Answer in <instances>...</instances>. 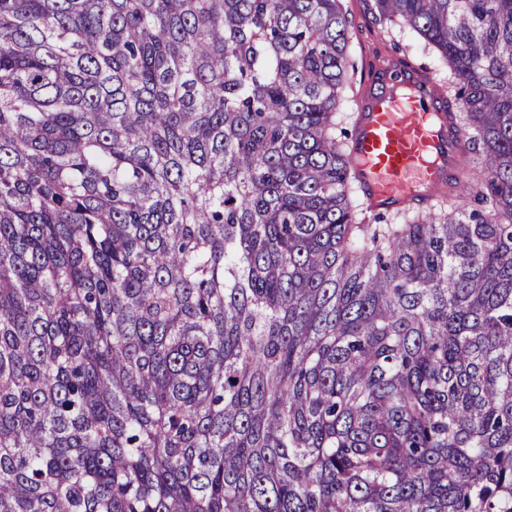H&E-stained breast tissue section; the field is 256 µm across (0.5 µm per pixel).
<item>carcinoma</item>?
Wrapping results in <instances>:
<instances>
[{"label": "carcinoma", "instance_id": "1", "mask_svg": "<svg viewBox=\"0 0 512 512\" xmlns=\"http://www.w3.org/2000/svg\"><path fill=\"white\" fill-rule=\"evenodd\" d=\"M372 10L437 216L359 218L340 0H0V512H512V0Z\"/></svg>", "mask_w": 512, "mask_h": 512}]
</instances>
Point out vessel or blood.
<instances>
[{
	"label": "vessel or blood",
	"instance_id": "1",
	"mask_svg": "<svg viewBox=\"0 0 512 512\" xmlns=\"http://www.w3.org/2000/svg\"><path fill=\"white\" fill-rule=\"evenodd\" d=\"M358 105L360 122L350 162L376 211L400 210L438 197L457 175L456 144L433 77L405 73L376 76Z\"/></svg>",
	"mask_w": 512,
	"mask_h": 512
}]
</instances>
